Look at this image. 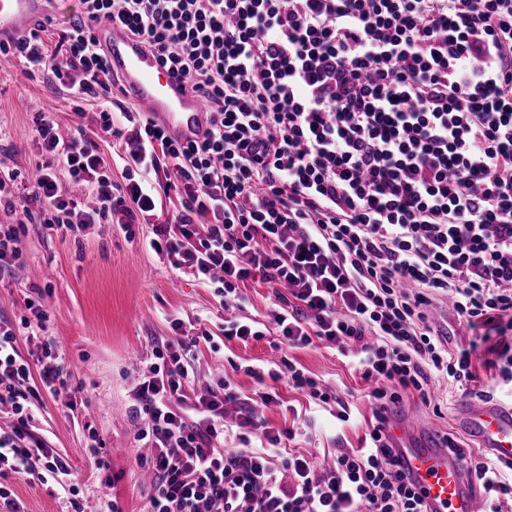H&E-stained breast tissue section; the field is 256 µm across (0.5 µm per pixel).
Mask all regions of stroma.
Listing matches in <instances>:
<instances>
[{
  "mask_svg": "<svg viewBox=\"0 0 512 512\" xmlns=\"http://www.w3.org/2000/svg\"><path fill=\"white\" fill-rule=\"evenodd\" d=\"M22 65L0 59V170L13 172L12 193L30 216L18 220L0 211V224L22 223L23 256L19 264L0 274V320L19 324L26 315L25 300L40 296L47 319V335L58 341L70 366V386L81 404L75 411L46 399L34 432L49 448L66 456L85 494V505L101 512L99 495L106 478L115 481L113 493L123 512H142L149 482L129 450L134 445L136 380L154 361V347L173 335L172 319H180L189 335L199 337L194 350V385L203 388L219 380L231 382L242 398L259 389L278 392L282 403L261 412L268 425L286 428L301 418L294 440L283 441V452H299L320 464L332 462L339 449L359 448L372 418L367 398L371 382L361 376L358 358L341 354L336 346L313 342L287 348L271 320L278 301L266 284L249 280L240 286V309L224 308L212 285H204L191 269H173L168 260L147 250L145 239L153 224L171 222L174 200H164L153 224L135 225L134 238L110 224H95L77 234L48 229L32 187L39 168L48 163L35 141L40 116L53 119L61 131L76 126L82 112H95L93 99L69 100L56 89L49 70L31 73L21 81ZM235 316L263 323V339L227 340L224 322ZM294 364L315 379L332 399L322 403L288 385L286 364ZM263 368L268 376L257 384L250 370ZM436 406L409 399L403 407L416 422L439 438H454L465 451L491 462L488 452L455 419L461 400L457 386L440 383ZM350 418L341 421V410ZM99 440L100 455L87 447ZM22 512H63L62 494L54 484L9 474L5 480Z\"/></svg>",
  "mask_w": 512,
  "mask_h": 512,
  "instance_id": "stroma-1",
  "label": "stroma"
}]
</instances>
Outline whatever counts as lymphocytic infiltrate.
Segmentation results:
<instances>
[{
    "mask_svg": "<svg viewBox=\"0 0 512 512\" xmlns=\"http://www.w3.org/2000/svg\"><path fill=\"white\" fill-rule=\"evenodd\" d=\"M50 63L47 25L0 56L50 69L71 97L97 99L88 123L112 127V74L96 21L121 25L209 104L202 140L183 144L152 121L128 135L116 192L84 126L60 136L41 118L37 142L59 173L41 170L34 196L48 226L67 232L113 220L125 234L177 194L178 224L156 225L149 247L238 300V283L283 289L273 314L287 344L358 350L374 407L363 447L337 452L326 472L306 458L277 461L259 393L242 406L223 382L187 393L197 338L176 334L134 387L137 456L152 476L144 512H425L382 436L404 397L431 404L434 384L471 389L472 355L501 337L495 366L512 383V0H81ZM164 174L165 184L153 182ZM83 190L71 194V187ZM449 296L475 338L451 347L430 306ZM19 326L0 325V475L41 483L69 477L67 458L31 431L42 393L65 398L68 369L55 340L35 362L20 336L46 315L27 300ZM260 429L262 449L223 447L224 411ZM484 512H504L512 480L468 461ZM70 512H85L77 482Z\"/></svg>",
    "mask_w": 512,
    "mask_h": 512,
    "instance_id": "f902f5d3",
    "label": "lymphocytic infiltrate"
}]
</instances>
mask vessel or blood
Segmentation results:
<instances>
[{
  "label": "vessel or blood",
  "instance_id": "obj_1",
  "mask_svg": "<svg viewBox=\"0 0 512 512\" xmlns=\"http://www.w3.org/2000/svg\"><path fill=\"white\" fill-rule=\"evenodd\" d=\"M58 0H0V41L15 38L34 23L54 18ZM111 72L120 74L124 91L140 111L175 140L203 138L208 106L156 57L112 23H97ZM461 418L480 448L497 460L512 462V405L465 402ZM384 433L394 448L405 481L421 496L427 512H477V501L460 463L409 413L388 416Z\"/></svg>",
  "mask_w": 512,
  "mask_h": 512
}]
</instances>
